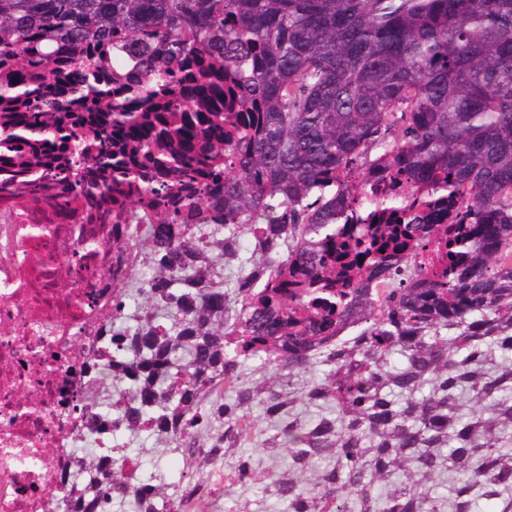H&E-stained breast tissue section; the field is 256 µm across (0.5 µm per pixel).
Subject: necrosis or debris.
<instances>
[{
    "label": "necrosis or debris",
    "instance_id": "4bbe7bcc",
    "mask_svg": "<svg viewBox=\"0 0 512 512\" xmlns=\"http://www.w3.org/2000/svg\"><path fill=\"white\" fill-rule=\"evenodd\" d=\"M83 52L106 59L99 76L111 82L113 101L138 111L130 88L146 77L140 50L87 42ZM0 79L25 90L19 115L49 111L73 90V47L61 42L50 57L23 60L1 50ZM43 183L39 170L0 191V512H55L54 479L76 473L74 449L92 442L76 406L92 377L103 316L142 270L126 243L174 207L164 187L110 223L87 224L81 193L55 202Z\"/></svg>",
    "mask_w": 512,
    "mask_h": 512
}]
</instances>
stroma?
Listing matches in <instances>:
<instances>
[{
  "label": "stroma",
  "instance_id": "1",
  "mask_svg": "<svg viewBox=\"0 0 512 512\" xmlns=\"http://www.w3.org/2000/svg\"><path fill=\"white\" fill-rule=\"evenodd\" d=\"M331 367L327 363L316 364L308 370L268 367L264 356H255L239 362L236 374L240 385L258 392L274 390L285 394L300 393L313 382L324 380ZM255 426L250 435L242 438L238 447L211 456L200 455L193 467H186L181 454L169 450L167 444L148 431L137 435L119 433L114 442L126 448L131 459L140 463L145 470L161 465L171 485L178 486L192 482L198 484L201 501L193 504L188 512H285L286 504L267 490L271 481L288 477V461L283 454L251 456V448L263 440L264 407L255 402L244 409ZM250 457L251 478L237 482L232 488H225L224 473L237 465L242 457Z\"/></svg>",
  "mask_w": 512,
  "mask_h": 512
}]
</instances>
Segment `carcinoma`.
<instances>
[{"mask_svg":"<svg viewBox=\"0 0 512 512\" xmlns=\"http://www.w3.org/2000/svg\"><path fill=\"white\" fill-rule=\"evenodd\" d=\"M43 35L36 44L32 35ZM125 38L149 56L137 86L144 111L112 103V88L76 63L79 99L101 104L97 127L78 142L81 115L65 102L47 152L0 157V185L84 158L77 185L95 207L112 172L129 175L135 151L100 148L113 132L140 128L139 148L157 177L137 173L140 191L157 178L178 185L203 175L213 144L231 138L224 123L250 104L259 117L234 148L210 224L156 217L153 231L128 243L145 274L134 323L117 295L98 345L96 371L81 404L95 436L147 430L182 454L201 452L192 431L228 415L208 449L235 447L250 425L236 411L258 399L234 385L240 357L260 351L276 369H310L333 337L336 305L358 311L364 328L350 346L328 350V378L301 394L336 414L285 421L283 400L261 402L271 423L260 449H280L288 471L336 456L309 488L275 481L288 512H443L425 486L452 478L448 512H512V0H0V45L24 59L48 56L54 42ZM208 45L235 75L226 112L199 113L198 126L166 111L156 87L170 65ZM15 112H0V142H24ZM75 146H70V143ZM457 201L449 271L434 281L414 262L364 294L359 258L418 247L422 216L392 192L363 196L366 244L327 243L348 219L340 198L351 178L377 167ZM384 210L396 224L372 222ZM262 261L240 259L241 237ZM239 263L235 305L219 271ZM232 388L236 404L224 393ZM77 480L58 478L62 512H185L197 495L172 497L161 477L144 478L120 447L76 459Z\"/></svg>","mask_w":512,"mask_h":512,"instance_id":"cac0c4a2","label":"carcinoma"}]
</instances>
